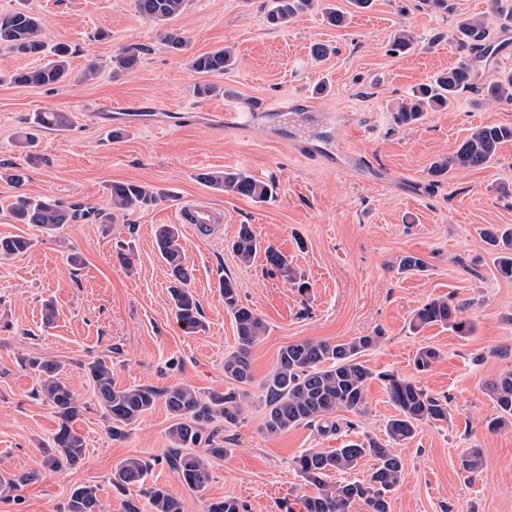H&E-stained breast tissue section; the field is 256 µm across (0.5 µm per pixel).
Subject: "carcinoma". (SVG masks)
Returning <instances> with one entry per match:
<instances>
[{
    "instance_id": "carcinoma-1",
    "label": "carcinoma",
    "mask_w": 512,
    "mask_h": 512,
    "mask_svg": "<svg viewBox=\"0 0 512 512\" xmlns=\"http://www.w3.org/2000/svg\"><path fill=\"white\" fill-rule=\"evenodd\" d=\"M187 0H134L136 13L143 19L161 27V38L173 49H181L183 38L170 31L166 24L182 14ZM315 0H271L268 23L284 27L298 15L310 10ZM459 41L473 49L489 37L483 20L464 17L456 24ZM42 22L36 14L18 10L0 19V49L18 51L29 55H42L47 61L32 69L20 70L12 79L20 85L54 86L68 77L67 58L69 46L58 43L46 49L41 39ZM481 56H469L448 73L413 90L407 103L393 115L397 126L418 123L426 113L437 112L452 106L458 94L478 78ZM235 63L227 49L197 55L190 61V68L197 72L222 73ZM138 65V56L123 50L112 57L113 69L126 71ZM486 98L493 101L512 100V71H505L486 87ZM33 123L40 128H65L70 117L64 112L44 110L34 115ZM512 142L511 124H484L475 127L448 157L432 164L430 171L438 175L452 169H483L495 160L500 147ZM200 179L210 188L234 193L255 203H266L275 194V185L254 178L239 170L207 172ZM111 211L99 212L100 223L114 224L119 216H127L133 208L149 209L166 197L162 190L134 182H116L109 189ZM10 212L17 224H33L47 232H53L75 219V213L53 200H33L22 194L15 196ZM487 242L497 251L495 262L498 272L512 278V232L500 236L486 234ZM155 245L168 267L169 292L178 323L189 334L204 328L200 303L189 284L193 271L185 260L181 243V231L177 224H161L155 229ZM32 240L24 235L0 238V256L10 257L26 253ZM229 247L242 264H252L264 258L271 270L278 272L298 292L305 294L309 285L297 274L287 257L272 245L264 244L248 224L239 226ZM224 308L233 318L237 332V346L224 358V375L227 379L245 384L252 379L251 352L265 335L263 319L240 297L235 281L226 277L219 282ZM461 308L448 298H434L413 314L410 329L420 330L427 326H448L453 331L467 335L473 331L468 321L459 317ZM378 342L376 336H360L349 341L302 340L282 347L276 369L263 383L266 413L262 429L274 436L301 424L323 421L329 415L346 409L357 411L365 401L368 381L376 376L386 389L398 414L386 424L389 440L402 442L412 439L419 424L424 421L446 422L450 416L448 400L429 395L413 382L390 372L374 374L364 364V352ZM439 359V352L429 346L416 351L414 367L419 372L428 371ZM28 365L41 377L40 395L55 409L60 419L53 437L54 451H45L43 467L57 471L74 467L85 457L83 438L70 427L81 409L79 400L60 377L61 364L32 358ZM93 383L94 395L104 414L115 426L112 436L124 437L122 426L130 425L153 410L159 399H164L173 419L169 439L173 452L165 455L169 467L193 492H203L211 479L206 458L190 453L187 448L204 444L206 452L214 458H222L227 449L217 445L213 433L207 427L217 420L226 425L236 424L244 409L247 393L229 387L224 391H212L202 397L193 388L173 385L164 391L152 386L138 385L119 388L113 378L112 365L99 357L86 366ZM488 394L499 409V416L490 422L493 429L512 428V371L501 375L488 386ZM373 461V468L366 481H351L335 486L326 477L336 472H348L357 468L363 459ZM483 450L470 448L460 457V468L472 475L483 473ZM150 463L129 457L112 469V487L124 490L130 485L145 481ZM296 470L304 481L315 487L316 493L303 499L304 512H348L356 501H362L368 512H390L388 494L401 482L403 461L388 445L367 436L351 441L331 452L307 450L296 459ZM149 512H182V503L165 488L153 485L147 491ZM67 512H106V506L98 496V488L83 485L71 490ZM206 512H248L247 506L235 497L212 501Z\"/></svg>"
}]
</instances>
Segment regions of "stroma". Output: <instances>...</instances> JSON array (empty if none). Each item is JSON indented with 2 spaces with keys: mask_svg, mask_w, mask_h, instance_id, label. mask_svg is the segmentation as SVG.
I'll return each mask as SVG.
<instances>
[{
  "mask_svg": "<svg viewBox=\"0 0 512 512\" xmlns=\"http://www.w3.org/2000/svg\"><path fill=\"white\" fill-rule=\"evenodd\" d=\"M335 4L348 13L345 26L329 24L314 9L275 28L266 21V0H188L170 23L185 40L176 50L138 16L133 0H0V18L19 8L32 11L42 21L44 40L71 50L69 79L51 88L14 83L15 71L40 60L0 49V169L22 171L27 195L79 209L75 221L52 234L14 223L8 206L16 190L0 180V236L34 241L25 254L0 257V512H67L71 489L88 484L98 487L109 512H124L129 501L144 505L149 484L165 487L183 512H205L208 502L228 496L243 501L248 512H299L314 488L298 474L296 457L367 435L386 441L385 425L397 409L375 379L360 411L340 410L325 423L269 436L261 430L262 383L288 343L374 333L381 340L364 355L374 372L395 373L450 407L448 422L422 423L413 439L393 444L404 475L390 494V512H512V428L488 429L497 409L486 392L488 382L512 371V279L498 274L483 238L512 228V142L488 168L430 173L431 164L451 154L474 127L512 123V102L484 101L487 84L512 70V20L493 12L491 0H448L444 10L428 0H372L363 11L350 9L347 0ZM479 14L498 48L482 63L480 79L448 110L396 126L392 114L415 87L468 56L455 24ZM400 26L412 40L403 55L389 50ZM316 44L335 52L314 60ZM225 46L235 51L234 68L206 74L189 67L191 57ZM121 48L136 52L139 63L116 74L111 58ZM92 59L99 75L82 81ZM205 83L231 89L254 108L255 125L225 131L223 96L195 92ZM290 95L311 99V107L276 111ZM137 101L157 110L149 125L123 136L93 117L100 104ZM46 108L69 113L71 126L34 129L35 113ZM29 131L37 142L28 153L16 142ZM303 142L314 145L316 156L300 155ZM342 153L367 159L369 168L329 162V155ZM224 169L275 182V199L260 205L199 179ZM115 182L151 184L167 197L107 228L96 212L107 208ZM198 199L223 212L224 221L182 237L205 324L204 331L187 334L172 309L154 230L176 223L178 201ZM243 224L305 275L309 295L268 273L264 261H237L226 244ZM121 251L131 253L132 270L120 265ZM73 252L81 265L69 263ZM406 254L424 259L426 271L399 270ZM225 277L236 282L267 331L252 350L253 379L245 386L248 403L239 423L210 426L230 453L210 459L211 480L195 493L164 460L172 424L164 402L128 426L124 438H112L84 366L105 358L122 388L162 391L184 384L203 395L227 388L224 357L237 337L218 291ZM441 296L461 307L473 333L460 336L438 325L410 331L413 312ZM49 302L56 318L48 325ZM423 346L441 357L420 373L413 357ZM28 357L65 365L63 378L82 404L71 423L86 446L79 466L50 471L41 465L59 418L38 395V372L22 366ZM474 445L484 451L485 471L471 478L458 460ZM128 457L150 461L152 469L145 485L119 491L110 483L112 469ZM21 476L25 484L9 487Z\"/></svg>",
  "mask_w": 512,
  "mask_h": 512,
  "instance_id": "1",
  "label": "stroma"
}]
</instances>
